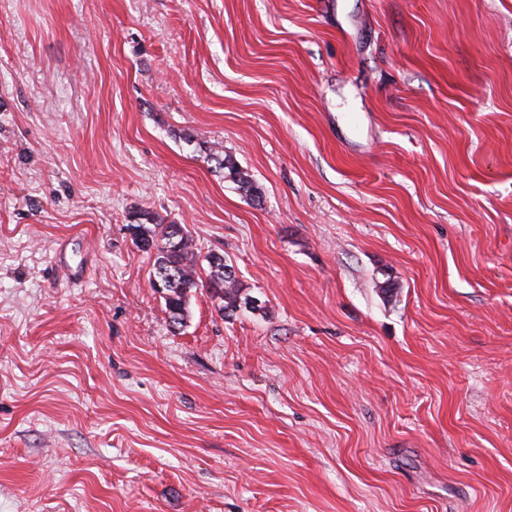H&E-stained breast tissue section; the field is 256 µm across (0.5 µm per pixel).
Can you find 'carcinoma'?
<instances>
[{
    "instance_id": "1",
    "label": "carcinoma",
    "mask_w": 512,
    "mask_h": 512,
    "mask_svg": "<svg viewBox=\"0 0 512 512\" xmlns=\"http://www.w3.org/2000/svg\"><path fill=\"white\" fill-rule=\"evenodd\" d=\"M209 160L214 163L216 172L223 174L247 195L254 199L259 197V188L231 154L221 148H212ZM129 227L134 229L135 240L143 249L156 251L155 276L167 277L163 299L172 323L184 324L192 293L200 287L207 288L211 297L218 301L222 315H232L239 308L242 288L237 277L227 273L232 265L227 263L224 255L211 253L206 257V278H201L194 240L184 225L166 224L149 212H139Z\"/></svg>"
}]
</instances>
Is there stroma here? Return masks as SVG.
Masks as SVG:
<instances>
[{"instance_id":"1","label":"stroma","mask_w":512,"mask_h":512,"mask_svg":"<svg viewBox=\"0 0 512 512\" xmlns=\"http://www.w3.org/2000/svg\"><path fill=\"white\" fill-rule=\"evenodd\" d=\"M0 512H512V0H0ZM209 160L214 163L215 172L222 173L224 178H229L252 198H260L259 188L255 186L250 175L238 165L231 154L224 152L222 148H211ZM134 221L129 228L134 229L137 244L140 242L144 250H156L154 276L167 277L162 298L172 323L184 324L192 293L200 286L208 287L211 298L219 302L218 310L223 316L234 314L240 307L242 288L236 275L227 273L233 266L224 255L211 253L206 257L208 271L203 281L196 268L194 240L184 225L164 224L149 212L137 213Z\"/></svg>"}]
</instances>
